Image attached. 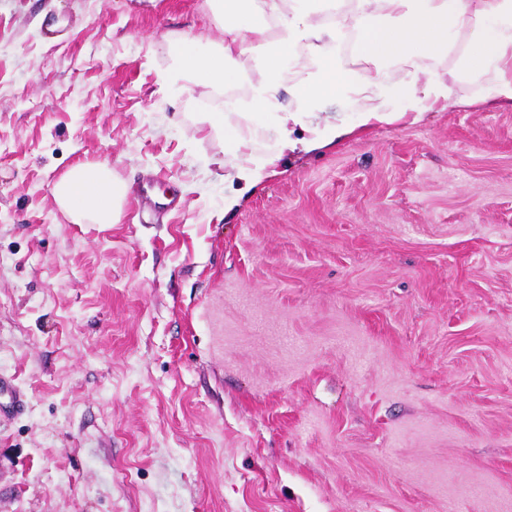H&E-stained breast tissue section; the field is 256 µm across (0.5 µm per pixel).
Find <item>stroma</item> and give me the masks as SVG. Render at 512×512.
<instances>
[{
  "mask_svg": "<svg viewBox=\"0 0 512 512\" xmlns=\"http://www.w3.org/2000/svg\"><path fill=\"white\" fill-rule=\"evenodd\" d=\"M0 0V512H512V110L288 154L225 211L205 0ZM109 163L115 224L50 194Z\"/></svg>",
  "mask_w": 512,
  "mask_h": 512,
  "instance_id": "obj_1",
  "label": "stroma"
}]
</instances>
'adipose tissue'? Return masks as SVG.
<instances>
[{
  "instance_id": "adipose-tissue-1",
  "label": "adipose tissue",
  "mask_w": 512,
  "mask_h": 512,
  "mask_svg": "<svg viewBox=\"0 0 512 512\" xmlns=\"http://www.w3.org/2000/svg\"><path fill=\"white\" fill-rule=\"evenodd\" d=\"M224 38L186 33L173 43L175 63L159 74L171 89L202 97L220 92L253 68L249 106L265 116L278 142L258 156L250 140L232 135L230 181L243 191L275 176L286 153L335 146L357 130L391 125L455 105L447 71L435 60L460 51L492 79L485 108H512V0H208ZM349 42L356 68L330 57ZM404 66L405 80L390 71ZM351 96L365 100L358 123L318 121V103ZM402 108H393V100ZM108 163L75 166L51 187L56 205L75 224H114L127 195Z\"/></svg>"
}]
</instances>
